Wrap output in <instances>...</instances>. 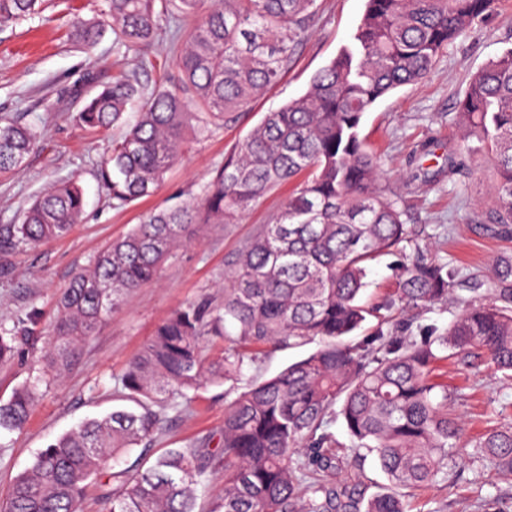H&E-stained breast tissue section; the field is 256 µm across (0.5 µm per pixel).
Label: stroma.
<instances>
[{
  "mask_svg": "<svg viewBox=\"0 0 512 512\" xmlns=\"http://www.w3.org/2000/svg\"><path fill=\"white\" fill-rule=\"evenodd\" d=\"M99 0H45L41 15L0 30V114L23 117L36 130L40 148L23 170L0 179V225L18 223L22 210L51 182L78 177L84 191L80 224L62 238L20 250L12 271L0 276V327L34 329L33 344L23 346L10 364L0 366V400L16 386L40 379L39 396L25 428L0 434V500L35 455L81 421L123 407L116 382L156 327L174 310L201 300L220 305L224 268L261 226L272 223L292 190L284 185L255 203L240 223L203 229L199 238L179 246L157 279L126 297L84 344L77 365L61 380L44 379V347L56 300L75 272L85 267L107 241L123 237L148 211L172 204L177 194L199 193L226 151L243 139L265 113L300 95L314 72L346 45L365 10V0H318L319 19L308 32L281 83L254 101L242 120L197 145L166 173L150 196L124 208L114 207L97 177V166L122 130L92 132L77 120L82 98L111 82L113 74H136L152 87L175 74L177 49L161 33L149 49L160 64L142 70L139 55L115 44L112 35L84 50L68 38L74 15L91 17ZM512 48V0L495 10L439 58L419 83L386 96L365 114L361 135L380 155L385 178L410 205L415 233L402 255L372 263L365 292L370 302L387 297L395 286L403 256L423 252L448 263L459 276L485 278L493 259L512 251V239L480 224L478 203L490 195L492 176L486 158L474 157L456 185L408 183L409 154L420 143L456 146L462 140L456 104L471 76ZM312 345L265 348L246 371L253 380L269 378L312 352ZM448 411L474 439L492 427L512 425V382L491 361L475 356L447 363ZM227 385L194 392L185 406L163 411L164 429L149 445L135 448L119 463L136 475L145 461L164 450L184 448L197 439L220 435ZM411 512H512V479H503L489 462L463 458L435 484L409 496Z\"/></svg>",
  "mask_w": 512,
  "mask_h": 512,
  "instance_id": "stroma-1",
  "label": "stroma"
}]
</instances>
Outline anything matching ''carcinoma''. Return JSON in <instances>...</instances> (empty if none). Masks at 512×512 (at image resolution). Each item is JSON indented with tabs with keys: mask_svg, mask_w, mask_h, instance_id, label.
<instances>
[{
	"mask_svg": "<svg viewBox=\"0 0 512 512\" xmlns=\"http://www.w3.org/2000/svg\"><path fill=\"white\" fill-rule=\"evenodd\" d=\"M43 0H0V28L41 13ZM496 0H366L349 44L317 70L306 90L268 112L214 168L200 193L149 211L104 246L70 280L44 359L52 379L76 365L85 341L120 301L157 278L171 250L209 224H237L284 183L298 181L276 219L263 225L224 269V303H189L157 326L119 378L132 408L88 419L40 450L12 483L0 512H81L87 487L115 458L153 440L168 401L204 384L231 383L218 447L207 436L156 457L106 512H196L198 488L216 468L224 484L210 512H407L403 490L429 485L463 450L461 424L436 380L451 355L485 353L512 379V253L496 258L489 287L464 281L448 264L416 256L402 265L382 303L362 302L370 263L407 241L408 203L388 186L360 135L364 115L384 97L423 79L440 54ZM319 15L317 0H101L77 19L72 38L87 49L107 30L143 51L161 23L185 22L177 77L152 89L118 74L78 111L82 126L122 135L98 169L118 205L150 195L191 146L239 123L279 83ZM464 144L439 154L425 142L410 156V180L455 181L481 154L494 170L481 223L512 233V49L472 77L458 102ZM37 133L0 116V177L37 148ZM82 187L54 182L18 224L0 225V274L18 250L68 235L81 222ZM451 302L448 326L399 336L395 307ZM375 332L351 337L368 317ZM26 329L0 331V365L15 358ZM210 336L229 342L205 364ZM314 343L316 349L261 381H244L247 350ZM38 384L0 402V432L24 428ZM338 414L351 461L373 456L388 483L365 496L360 482L336 479L342 444L328 431ZM475 454L512 475V426L488 430Z\"/></svg>",
	"mask_w": 512,
	"mask_h": 512,
	"instance_id": "obj_1",
	"label": "carcinoma"
}]
</instances>
